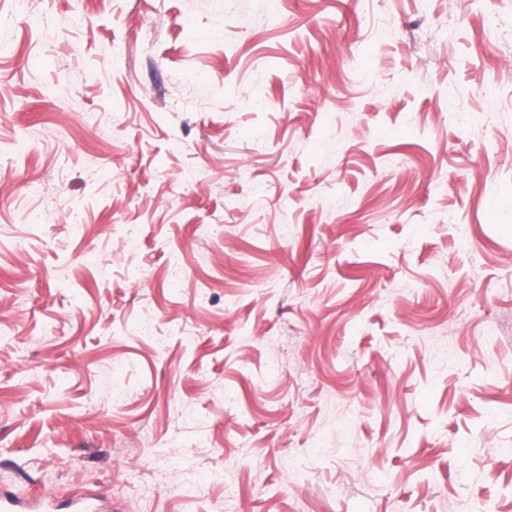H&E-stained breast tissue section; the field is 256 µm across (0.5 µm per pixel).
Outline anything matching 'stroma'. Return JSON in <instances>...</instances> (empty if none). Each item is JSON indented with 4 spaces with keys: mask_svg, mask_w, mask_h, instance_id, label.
<instances>
[{
    "mask_svg": "<svg viewBox=\"0 0 512 512\" xmlns=\"http://www.w3.org/2000/svg\"><path fill=\"white\" fill-rule=\"evenodd\" d=\"M234 6L0 0V490L512 512V0Z\"/></svg>",
    "mask_w": 512,
    "mask_h": 512,
    "instance_id": "1",
    "label": "stroma"
}]
</instances>
